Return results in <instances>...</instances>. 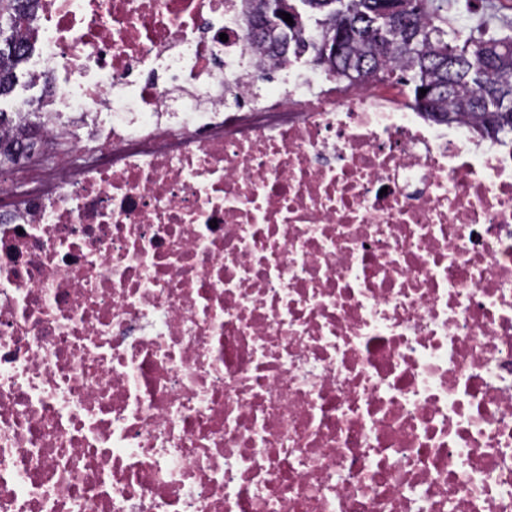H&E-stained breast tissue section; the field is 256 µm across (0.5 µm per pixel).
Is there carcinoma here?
<instances>
[{
	"label": "carcinoma",
	"instance_id": "carcinoma-1",
	"mask_svg": "<svg viewBox=\"0 0 512 512\" xmlns=\"http://www.w3.org/2000/svg\"><path fill=\"white\" fill-rule=\"evenodd\" d=\"M36 0H0V97L12 92L22 66L18 41L35 10ZM262 23L286 24L288 41L312 49L302 38L300 14L288 0H253ZM319 13L316 22L331 41L326 62L339 77L357 82L373 76L407 88L409 103L439 123L466 116L481 135L512 148V35L507 30L476 29L469 33L448 23V0H398L401 9L388 13L391 0H300ZM426 94H421V90ZM13 115L0 112V156L21 143L11 136Z\"/></svg>",
	"mask_w": 512,
	"mask_h": 512
}]
</instances>
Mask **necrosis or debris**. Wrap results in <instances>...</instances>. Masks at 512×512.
Segmentation results:
<instances>
[{"instance_id": "necrosis-or-debris-1", "label": "necrosis or debris", "mask_w": 512, "mask_h": 512, "mask_svg": "<svg viewBox=\"0 0 512 512\" xmlns=\"http://www.w3.org/2000/svg\"><path fill=\"white\" fill-rule=\"evenodd\" d=\"M247 12L39 0L0 512H512V152Z\"/></svg>"}]
</instances>
